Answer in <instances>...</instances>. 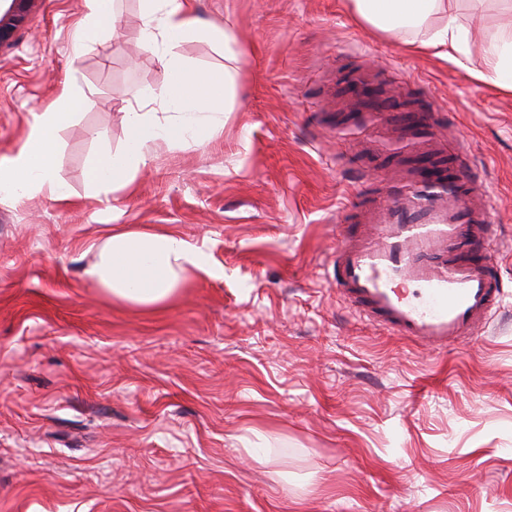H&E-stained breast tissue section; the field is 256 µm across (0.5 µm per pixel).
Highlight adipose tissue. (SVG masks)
<instances>
[{"label":"adipose tissue","instance_id":"ef3b65f1","mask_svg":"<svg viewBox=\"0 0 512 512\" xmlns=\"http://www.w3.org/2000/svg\"><path fill=\"white\" fill-rule=\"evenodd\" d=\"M142 45L157 56L164 81L135 96L125 114L126 145L93 161L89 184L93 192L128 189L162 145L203 144L224 125L233 109L240 76L235 37L230 29L200 27L190 16L188 0H143ZM87 12L74 32L73 52L82 55L95 42V30L113 15L112 0H85ZM355 15L372 29L397 34L401 28H427L424 48L442 47L448 59L466 54L471 29L459 25L451 0H352ZM202 38L223 48L226 65L200 69L181 57L179 42ZM84 105L76 80L65 81L50 106L33 113L27 138L13 155L0 158V192L13 198L45 192L56 201L70 197L56 176L58 132ZM93 259L83 271L86 280L107 299L154 310L170 305L186 275L206 270L204 246L189 243L172 231L112 228L88 247Z\"/></svg>","mask_w":512,"mask_h":512}]
</instances>
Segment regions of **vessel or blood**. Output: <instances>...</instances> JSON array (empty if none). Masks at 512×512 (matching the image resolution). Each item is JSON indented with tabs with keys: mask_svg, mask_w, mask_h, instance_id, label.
I'll return each mask as SVG.
<instances>
[{
	"mask_svg": "<svg viewBox=\"0 0 512 512\" xmlns=\"http://www.w3.org/2000/svg\"><path fill=\"white\" fill-rule=\"evenodd\" d=\"M454 151L448 177H414L389 204L355 199L354 223L332 252L329 276L361 320L432 350L480 335L503 298L485 254L465 259L462 238L491 242L490 197Z\"/></svg>",
	"mask_w": 512,
	"mask_h": 512,
	"instance_id": "obj_1",
	"label": "vessel or blood"
}]
</instances>
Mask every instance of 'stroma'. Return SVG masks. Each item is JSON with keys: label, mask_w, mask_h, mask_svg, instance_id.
Masks as SVG:
<instances>
[{"label": "stroma", "mask_w": 512, "mask_h": 512, "mask_svg": "<svg viewBox=\"0 0 512 512\" xmlns=\"http://www.w3.org/2000/svg\"><path fill=\"white\" fill-rule=\"evenodd\" d=\"M84 2L36 0L0 46V157L70 74L88 97L59 133L70 202L0 199V512H512V91L486 78L512 9L461 0L481 29L455 63L348 0H194L237 40L233 111L94 197L90 160L124 147V106L164 72L140 0L74 57ZM437 109L489 191L508 294L432 352L359 321L326 259L353 188L392 198L430 152L414 114ZM117 224L205 244L210 272L157 313L106 301L83 269ZM257 434L268 462L241 443Z\"/></svg>", "instance_id": "1"}]
</instances>
